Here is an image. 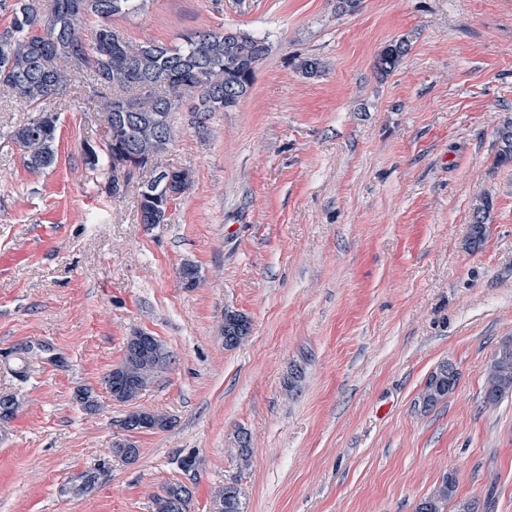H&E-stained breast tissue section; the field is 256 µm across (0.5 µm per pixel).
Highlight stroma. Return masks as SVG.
Segmentation results:
<instances>
[{"label":"stroma","mask_w":512,"mask_h":512,"mask_svg":"<svg viewBox=\"0 0 512 512\" xmlns=\"http://www.w3.org/2000/svg\"><path fill=\"white\" fill-rule=\"evenodd\" d=\"M112 25L165 45L227 26L270 51L233 110L174 113L162 164L192 184L163 224L140 221L152 169L111 196L107 164L86 165L84 143L103 146L108 129L84 77L53 107L55 161L41 170L8 138L32 112L0 94V396L19 402L0 427V512H153L168 483L191 489V512L228 483L245 512H414L449 474L446 512H512V394L484 401L512 340V163L498 157L512 0H361L344 14L335 0H151ZM403 37L407 55L379 74L378 53ZM307 57L325 73L305 76ZM228 311L250 322L232 349ZM136 331L173 362L130 405L104 378ZM443 362L456 385L423 410ZM134 406L170 427L126 432ZM125 440L136 463L112 453ZM192 451L187 473L175 457ZM92 470L95 489L75 493Z\"/></svg>","instance_id":"35a3bbf8"}]
</instances>
